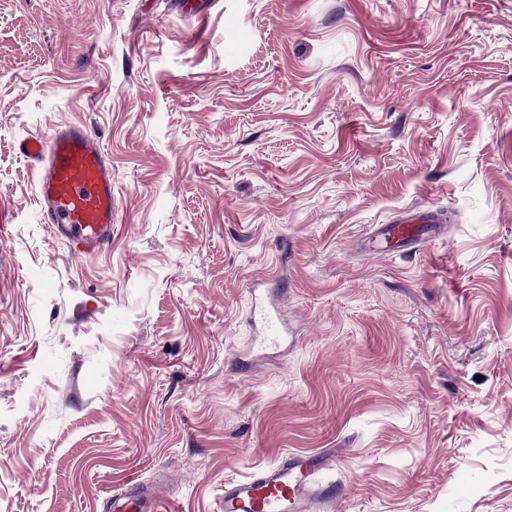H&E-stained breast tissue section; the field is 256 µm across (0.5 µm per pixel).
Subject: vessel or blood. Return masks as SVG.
I'll return each mask as SVG.
<instances>
[{
    "mask_svg": "<svg viewBox=\"0 0 512 512\" xmlns=\"http://www.w3.org/2000/svg\"><path fill=\"white\" fill-rule=\"evenodd\" d=\"M20 157L36 163L38 198L45 223L51 224L70 253L90 256L112 245L115 196L112 165L96 135L82 124L57 127L45 138L19 141ZM442 218L427 211L397 224L377 227V239L395 242L422 240L426 227H438ZM251 318L261 327L264 343L287 335L281 310L275 305H257ZM331 453L311 458L289 454L246 479L224 488L220 512H332L338 492L335 483L320 481L321 472L332 467ZM128 484L135 496L113 501L114 512H161L169 499L166 491L144 490L138 477Z\"/></svg>",
    "mask_w": 512,
    "mask_h": 512,
    "instance_id": "obj_1",
    "label": "vessel or blood"
}]
</instances>
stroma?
<instances>
[{
	"instance_id": "35a3bbf8",
	"label": "stroma",
	"mask_w": 512,
	"mask_h": 512,
	"mask_svg": "<svg viewBox=\"0 0 512 512\" xmlns=\"http://www.w3.org/2000/svg\"><path fill=\"white\" fill-rule=\"evenodd\" d=\"M64 122L112 163L84 258L16 152ZM409 210L444 235L366 251ZM324 451L335 512H512V0H0V512ZM251 319L261 327L263 343L273 344L282 336H288V328L281 310L274 304L257 305L251 310Z\"/></svg>"
}]
</instances>
